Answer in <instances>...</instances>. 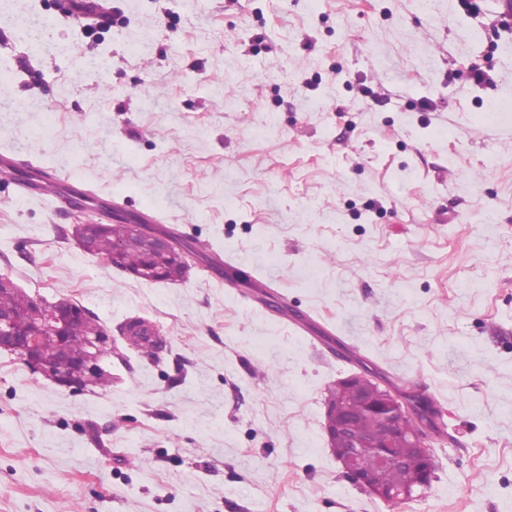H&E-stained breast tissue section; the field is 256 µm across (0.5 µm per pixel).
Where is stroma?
<instances>
[{
  "mask_svg": "<svg viewBox=\"0 0 512 512\" xmlns=\"http://www.w3.org/2000/svg\"><path fill=\"white\" fill-rule=\"evenodd\" d=\"M107 4L89 32L0 0V151L158 206L194 264L175 283L104 267L53 198L0 183V274L124 350L81 390L0 351V512H512L503 0ZM132 317L157 356L127 349ZM363 364L440 413L435 477L396 506L323 431L328 387Z\"/></svg>",
  "mask_w": 512,
  "mask_h": 512,
  "instance_id": "stroma-1",
  "label": "stroma"
}]
</instances>
